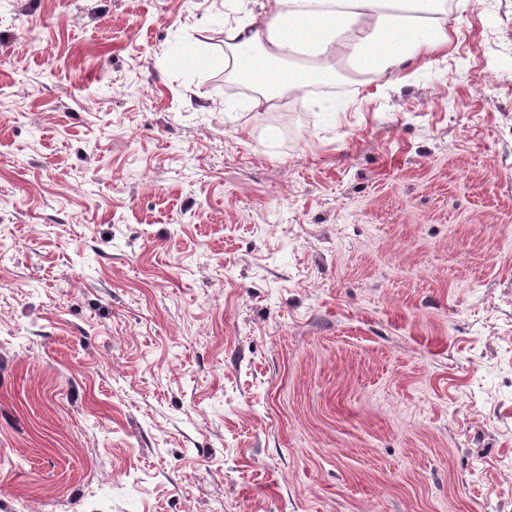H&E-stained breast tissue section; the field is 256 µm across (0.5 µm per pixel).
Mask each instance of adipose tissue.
Here are the masks:
<instances>
[{
    "instance_id": "adipose-tissue-1",
    "label": "adipose tissue",
    "mask_w": 512,
    "mask_h": 512,
    "mask_svg": "<svg viewBox=\"0 0 512 512\" xmlns=\"http://www.w3.org/2000/svg\"><path fill=\"white\" fill-rule=\"evenodd\" d=\"M235 0L224 22L230 75L253 95L257 112L277 108L349 68L358 75L399 71L448 47V11L468 0Z\"/></svg>"
}]
</instances>
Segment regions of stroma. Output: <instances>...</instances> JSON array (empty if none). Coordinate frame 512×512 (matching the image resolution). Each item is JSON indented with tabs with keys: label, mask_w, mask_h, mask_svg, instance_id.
Wrapping results in <instances>:
<instances>
[{
	"label": "stroma",
	"mask_w": 512,
	"mask_h": 512,
	"mask_svg": "<svg viewBox=\"0 0 512 512\" xmlns=\"http://www.w3.org/2000/svg\"><path fill=\"white\" fill-rule=\"evenodd\" d=\"M230 14L0 0V512H512V0L274 112Z\"/></svg>",
	"instance_id": "stroma-1"
}]
</instances>
